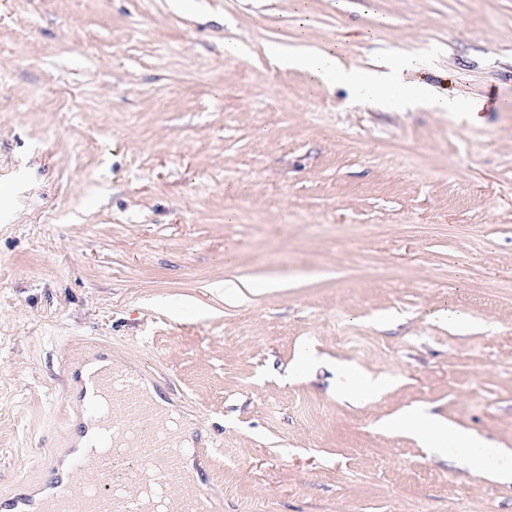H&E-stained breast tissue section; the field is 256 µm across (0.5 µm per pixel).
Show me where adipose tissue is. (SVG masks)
<instances>
[{
    "mask_svg": "<svg viewBox=\"0 0 512 512\" xmlns=\"http://www.w3.org/2000/svg\"><path fill=\"white\" fill-rule=\"evenodd\" d=\"M278 59L283 67L309 73L317 82L341 86L351 91L356 103L365 104L382 98L394 107H404L416 101L444 112L455 111L457 100L433 93L425 84L403 82L402 65L388 63L386 70L366 72L345 65L337 52H282ZM391 428L403 429L421 441L432 442L437 448H452L465 457L476 477L498 482H512V450L486 449L484 442L467 431L433 419L413 410L391 421ZM492 456V465H485V456Z\"/></svg>",
    "mask_w": 512,
    "mask_h": 512,
    "instance_id": "ef3b65f1",
    "label": "adipose tissue"
}]
</instances>
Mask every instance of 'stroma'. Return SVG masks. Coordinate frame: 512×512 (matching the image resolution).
Wrapping results in <instances>:
<instances>
[{"label":"stroma","instance_id":"stroma-1","mask_svg":"<svg viewBox=\"0 0 512 512\" xmlns=\"http://www.w3.org/2000/svg\"><path fill=\"white\" fill-rule=\"evenodd\" d=\"M276 46L468 106H360ZM95 359L215 512H512L383 427L512 448V0H0L1 501L66 468Z\"/></svg>","mask_w":512,"mask_h":512}]
</instances>
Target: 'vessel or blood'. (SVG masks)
Listing matches in <instances>:
<instances>
[{
	"label": "vessel or blood",
	"instance_id": "obj_1",
	"mask_svg": "<svg viewBox=\"0 0 512 512\" xmlns=\"http://www.w3.org/2000/svg\"><path fill=\"white\" fill-rule=\"evenodd\" d=\"M93 384L111 408L84 406L78 427L109 436L111 456L82 449L71 467L83 480L62 481L37 498H15L13 512H209L203 487L182 468L187 450L171 416L126 374L106 369Z\"/></svg>",
	"mask_w": 512,
	"mask_h": 512
}]
</instances>
